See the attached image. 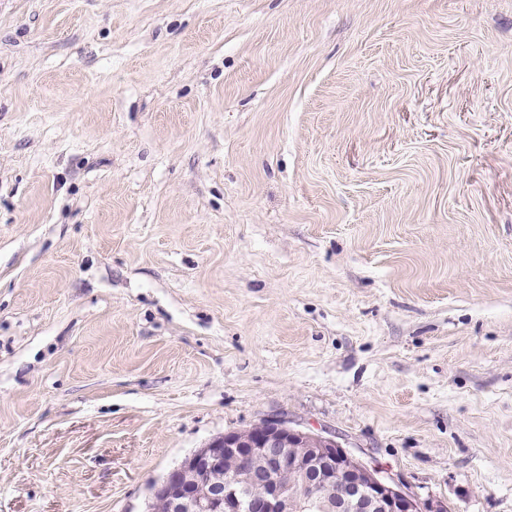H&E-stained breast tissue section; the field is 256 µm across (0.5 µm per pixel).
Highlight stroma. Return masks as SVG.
I'll list each match as a JSON object with an SVG mask.
<instances>
[{
	"label": "stroma",
	"instance_id": "35a3bbf8",
	"mask_svg": "<svg viewBox=\"0 0 512 512\" xmlns=\"http://www.w3.org/2000/svg\"><path fill=\"white\" fill-rule=\"evenodd\" d=\"M273 417L512 512V0H0V512Z\"/></svg>",
	"mask_w": 512,
	"mask_h": 512
}]
</instances>
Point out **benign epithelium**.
Returning a JSON list of instances; mask_svg holds the SVG:
<instances>
[{
  "label": "benign epithelium",
  "mask_w": 512,
  "mask_h": 512,
  "mask_svg": "<svg viewBox=\"0 0 512 512\" xmlns=\"http://www.w3.org/2000/svg\"><path fill=\"white\" fill-rule=\"evenodd\" d=\"M198 473L222 478L204 499L178 482ZM160 493L169 512H447L335 438L280 419L211 440L168 472Z\"/></svg>",
  "instance_id": "7a95c632"
}]
</instances>
